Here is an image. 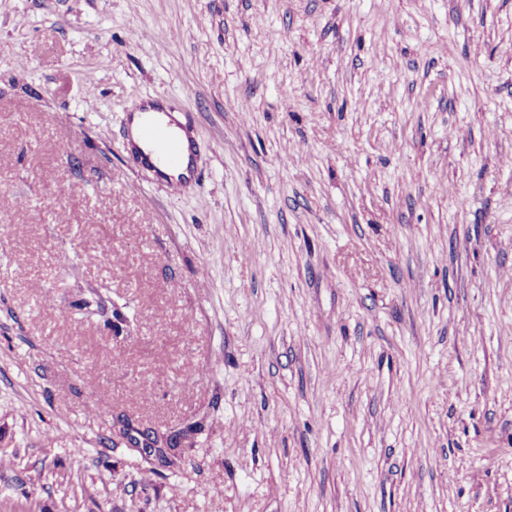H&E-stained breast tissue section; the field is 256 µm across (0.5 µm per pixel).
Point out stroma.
Instances as JSON below:
<instances>
[{"label":"stroma","instance_id":"stroma-1","mask_svg":"<svg viewBox=\"0 0 512 512\" xmlns=\"http://www.w3.org/2000/svg\"><path fill=\"white\" fill-rule=\"evenodd\" d=\"M510 156L512 0H0V512H512ZM162 112L146 113L142 122V133L149 144L150 154L163 164L167 172L157 171L158 178L164 184L166 190L172 195L183 193L194 179V158L185 163L184 143L171 127L170 122H165ZM183 171L189 173L186 178Z\"/></svg>","mask_w":512,"mask_h":512}]
</instances>
